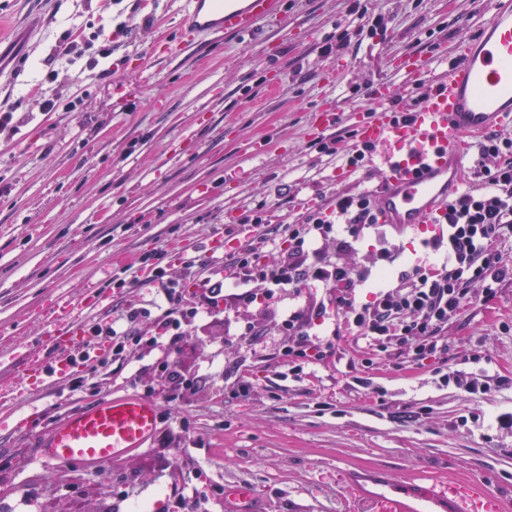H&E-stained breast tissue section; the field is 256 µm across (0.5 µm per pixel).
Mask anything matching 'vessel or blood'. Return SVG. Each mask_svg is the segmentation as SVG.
Segmentation results:
<instances>
[{"label":"vessel or blood","mask_w":512,"mask_h":512,"mask_svg":"<svg viewBox=\"0 0 512 512\" xmlns=\"http://www.w3.org/2000/svg\"><path fill=\"white\" fill-rule=\"evenodd\" d=\"M286 0H188L180 27L168 42L178 49L225 35L244 36L264 22L287 24ZM457 60L437 84L423 82L426 61L406 56L399 71L419 78L424 97L415 121H393L388 106L394 89L377 80L362 92L368 117L356 127L362 141L386 150V169L374 207L379 224H442L448 202L464 180L466 138L512 119V0H495L493 13L475 39L456 50ZM48 336L38 350L16 348L7 355L16 380L43 377L62 363L77 337L83 336L88 303H61ZM157 401L141 396L108 397L68 417L39 436L36 455L43 462H80L104 467L113 458L145 447L157 432ZM355 498L375 505L387 500L390 512H504L502 497L470 484L441 489L429 480H393L384 476L352 483ZM256 494L246 484L224 489V512H255Z\"/></svg>","instance_id":"b4317fda"}]
</instances>
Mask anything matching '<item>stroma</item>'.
I'll return each mask as SVG.
<instances>
[{"label":"stroma","mask_w":512,"mask_h":512,"mask_svg":"<svg viewBox=\"0 0 512 512\" xmlns=\"http://www.w3.org/2000/svg\"><path fill=\"white\" fill-rule=\"evenodd\" d=\"M184 3L0 0V108L13 113L0 130V352L36 347L59 297L112 302L89 315L79 350L109 352L108 327L137 338L82 388L54 368L0 408V501L19 512L46 502L66 512L74 497L86 512H221L225 486L247 484L260 512H346L350 471L475 481L512 498V430L498 424L512 413V280L490 300L471 284L441 350L420 360L395 343L378 352L334 337L340 317L320 282L271 298L264 282L230 277L239 249L255 245L274 263L286 225L373 191L380 158L356 170L341 155L364 118L353 88L386 79L411 103L415 80L391 60L415 53L440 76L491 0H363V33L330 56L320 48L348 27L350 0H288V27L170 53L161 34ZM104 28L108 57L61 55L72 33L89 41ZM46 98L55 110H43ZM320 138L338 154L317 152ZM258 215L261 226L242 231ZM438 233L376 224L354 236L337 224L316 246L327 264L365 273L356 298L366 302L414 260L446 261L429 244ZM148 253L163 278L142 276ZM214 285L232 302L194 314ZM172 309L183 313L173 354L147 344ZM294 311L332 339L323 362L293 368L284 321ZM455 373L461 383L444 382ZM470 381L488 392L468 391ZM124 393L160 406L147 449L108 472L35 459L36 436L66 412Z\"/></svg>","instance_id":"1"}]
</instances>
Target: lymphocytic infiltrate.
Listing matches in <instances>:
<instances>
[{
	"instance_id": "f902f5d3",
	"label": "lymphocytic infiltrate",
	"mask_w": 512,
	"mask_h": 512,
	"mask_svg": "<svg viewBox=\"0 0 512 512\" xmlns=\"http://www.w3.org/2000/svg\"><path fill=\"white\" fill-rule=\"evenodd\" d=\"M479 189L459 194L448 216V260L438 268L422 265L404 271L397 286L375 293L360 303L355 290L361 274L345 265L308 264L305 246L329 231L336 222L366 226L374 221L370 195L343 194L331 213L317 212L288 227V247L270 265L260 264L253 249L240 254L234 275L239 283L254 279L270 287H297L312 276L336 293L345 330L354 339L376 348L390 341L410 345L422 355L434 354L435 336L447 323L449 311L467 298L468 277L484 280L486 296L502 281L512 280V265L504 263L497 245L512 233V138L492 134L480 143L470 169Z\"/></svg>"
}]
</instances>
